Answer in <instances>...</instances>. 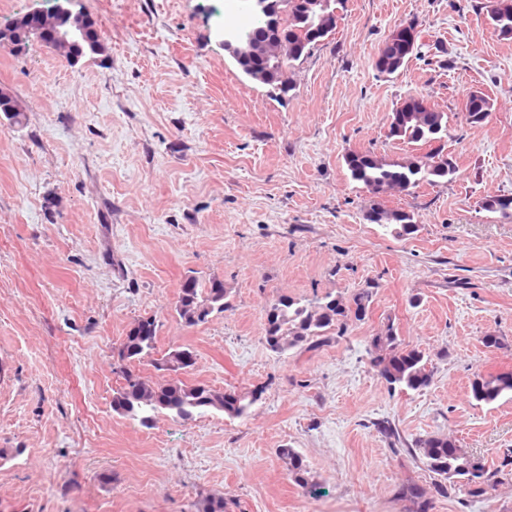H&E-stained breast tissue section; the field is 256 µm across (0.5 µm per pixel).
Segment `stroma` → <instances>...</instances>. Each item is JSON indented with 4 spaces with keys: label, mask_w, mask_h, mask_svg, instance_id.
<instances>
[{
    "label": "stroma",
    "mask_w": 512,
    "mask_h": 512,
    "mask_svg": "<svg viewBox=\"0 0 512 512\" xmlns=\"http://www.w3.org/2000/svg\"><path fill=\"white\" fill-rule=\"evenodd\" d=\"M489 0H344L335 32L288 71L289 90L254 82L220 43L249 0H72L106 55L70 65L39 42L0 47V512H415L397 491L422 486L431 512H512V474L488 499L436 493L410 455L443 435L496 468L512 462V393L491 403L474 378L512 371V220L485 198L512 196V40L487 24ZM420 48L399 73L373 61L398 25ZM493 102L463 117L469 91ZM423 95L448 113L451 179L383 197L413 214L396 238L365 220L371 197L346 149L399 160L388 119ZM223 280L230 310L187 327L181 281ZM373 283L344 336L275 355L269 305L349 296ZM156 348L132 370L190 348L186 379L261 389L245 418L207 412L152 427L116 414L118 348L139 319ZM394 323L425 351L430 385L389 393L372 336ZM502 337L488 348L484 337ZM400 437L392 450L380 431ZM302 456L319 494L288 475ZM469 93L466 95L467 102L464 105L465 112H463V115H464L465 121L467 124H469L471 126L481 125L488 120L489 116L491 115L493 105L487 96H486L487 98L484 97L483 92H481L479 90H473L470 95V97L473 96V97L485 98V100H484V102H482V104L477 103V101H475V100H470ZM480 113H482V118L477 119L476 116Z\"/></svg>",
    "instance_id": "obj_1"
}]
</instances>
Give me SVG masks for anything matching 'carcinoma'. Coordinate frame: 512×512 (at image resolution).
<instances>
[{"label": "carcinoma", "mask_w": 512, "mask_h": 512, "mask_svg": "<svg viewBox=\"0 0 512 512\" xmlns=\"http://www.w3.org/2000/svg\"><path fill=\"white\" fill-rule=\"evenodd\" d=\"M304 0H288V8L281 26V35L288 42L287 55L275 63V79L269 85L282 93L288 92L287 69L294 61L309 53V50L324 35L316 33L321 19L297 7ZM379 53L383 54L384 65L374 63L375 70L386 76L398 73L409 61L400 50L383 43ZM425 97L412 95L406 98L396 111L403 116L394 132L387 137L406 144L428 145L422 155L407 157L401 161H388L371 151L349 149L344 154V162L350 179L363 185L374 198L366 214V220L377 224L396 237H406L416 232L413 214L402 209H387L379 198L392 194V191H407L423 182L435 184L456 173L452 156L446 152L443 140L432 141L429 132L440 127L447 129L448 116L432 107H425ZM492 112L490 99L482 103L467 100L464 105V118L467 124L477 126L485 123ZM484 207L505 219H512V197L493 196L485 201ZM230 291L227 288L203 286L198 279L188 275L180 285L175 312L180 321L188 327L208 321L214 313H222L230 308ZM372 286L358 289L351 296L332 297L327 295L314 301H302L282 295L273 302L266 314L264 340L270 351L282 355L287 351L310 345L315 339L336 333H345L347 321L354 318L361 321L371 302ZM156 325L151 318H142L134 323L119 348L121 360H140L155 349ZM371 365L390 391H419L431 383L432 370L429 369L425 352L403 343L396 333L393 322L372 337L370 349ZM190 350L176 349L155 363L158 370L174 373L186 370L193 363L168 366V362ZM123 383L112 397V410L117 414L136 420L149 427L156 415L167 412L171 418L188 421L196 415L208 411H219L230 418H243L258 401L256 391L217 389L198 382L192 383L178 376L157 381L131 370L121 371ZM512 393V372L480 375L471 384V394L478 402L491 403L503 393ZM415 459L424 470L437 479L436 492L442 496L461 493L470 499L487 498L489 489L497 483L500 471L486 468L483 460L445 436L432 435L415 441ZM279 454L288 461L289 475L301 488L308 490L315 486L308 475L302 457L293 448H281ZM400 494L417 504V512H429L431 501L424 498L423 491L416 484L408 483L401 487ZM196 512H226V502L222 496H205L195 502Z\"/></svg>", "instance_id": "1"}]
</instances>
